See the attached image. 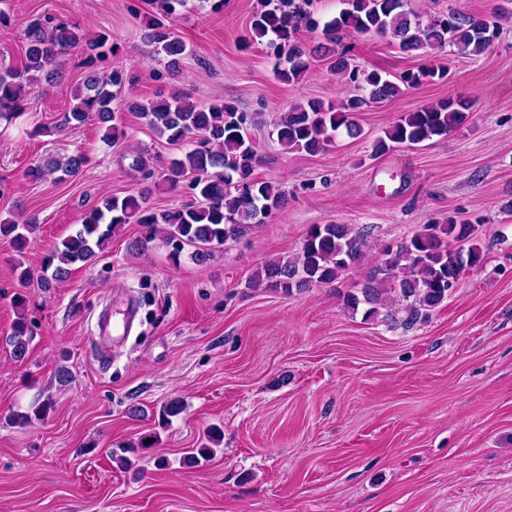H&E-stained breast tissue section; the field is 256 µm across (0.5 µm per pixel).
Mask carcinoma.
<instances>
[{
	"mask_svg": "<svg viewBox=\"0 0 512 512\" xmlns=\"http://www.w3.org/2000/svg\"><path fill=\"white\" fill-rule=\"evenodd\" d=\"M154 15L145 22L143 39L153 54L167 60L171 75L180 72L186 52L184 42L165 24L187 0H150ZM345 8L322 22L315 16V0H259L246 43L267 40L274 73L284 84H293L308 73L316 60H326L330 69L345 82L355 84L363 94L336 105L322 101L295 104L280 113L275 123L279 143L293 153L315 155L332 142L343 128L351 138L361 136L353 120L356 112L396 97L402 87L413 88L427 78L446 76L432 66L405 71L393 82L379 71H360L351 66L345 51L337 50L344 35L375 32L398 41L406 53L432 54L452 45L472 56L490 50L500 33V21L512 16V0H502L491 16L475 17L459 10L430 16L426 21H411L404 11V0H342ZM303 30L321 31L322 40L308 46L298 38ZM108 38L82 35L78 28L50 15L31 19L24 30L22 65L0 70V118L13 119L24 111L27 93L55 82L60 76V60L71 50H79L90 68L84 81L75 88V104L64 114L63 123L84 122L94 115L104 129L102 139L117 141L125 131L117 122L112 103L120 100L140 113L156 135L170 143H185L188 150L163 168L160 182L147 169L139 155L132 168L142 174L136 192L122 198L103 197L82 218L77 229L63 239L45 258L40 286L50 288L65 281L71 267L89 264L98 258L115 233L125 224L141 227L132 247L145 249L161 239L172 246L176 257L185 245L198 247L204 261L211 250L229 240L244 236L256 224L286 205L285 194L269 182L258 181L254 171L261 162L256 148L245 139L244 114L229 102L198 106L176 90L159 101L138 100L127 86L124 72L94 70L105 55ZM471 102L457 97L402 114L373 143L377 155L395 144H421L460 130L469 118ZM86 157L80 153L63 159H49L28 168L25 176L41 182L53 176L57 181L76 178L83 171ZM198 197V202L179 209L155 211L151 199L159 184L174 190L181 183ZM30 217L18 225L11 218L0 219V236L11 239L19 251L25 248L27 231L36 226ZM366 246L362 236L347 224H314L294 257L268 260L248 281L251 288H264L285 295L319 284H331L362 256ZM483 260V250L467 221L450 216L443 224H429L397 248H386L384 259L375 266L358 288V293L343 296L344 305L355 310L368 306L367 314L376 318L387 307L390 294L404 312V322H416L426 311L438 307L457 287L467 267ZM32 336L24 319H18L9 339L13 354L26 356ZM52 410L47 399L32 412H17L14 419L25 424L45 419Z\"/></svg>",
	"mask_w": 512,
	"mask_h": 512,
	"instance_id": "cac0c4a2",
	"label": "carcinoma"
}]
</instances>
